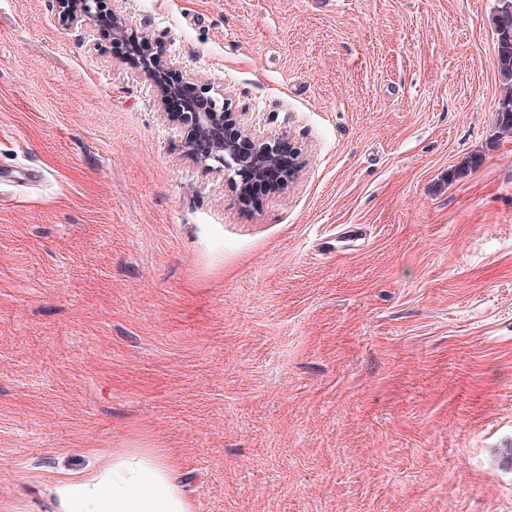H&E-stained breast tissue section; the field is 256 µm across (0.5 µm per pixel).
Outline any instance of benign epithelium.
Instances as JSON below:
<instances>
[{
    "label": "benign epithelium",
    "mask_w": 512,
    "mask_h": 512,
    "mask_svg": "<svg viewBox=\"0 0 512 512\" xmlns=\"http://www.w3.org/2000/svg\"><path fill=\"white\" fill-rule=\"evenodd\" d=\"M59 20L66 26H80L95 33L106 23L113 42L121 47L133 43L137 50L126 60L156 92L159 109L187 132L185 152L195 161L224 172L236 190L239 205L254 200L252 187L269 184V192H285L301 171V162L283 167L280 148L287 135L260 136L242 121V113L229 102H219L209 90L186 94L191 82L180 65L168 57L161 42L107 8V0H55Z\"/></svg>",
    "instance_id": "benign-epithelium-1"
}]
</instances>
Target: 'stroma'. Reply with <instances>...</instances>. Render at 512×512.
Returning <instances> with one entry per match:
<instances>
[{
  "instance_id": "stroma-1",
  "label": "stroma",
  "mask_w": 512,
  "mask_h": 512,
  "mask_svg": "<svg viewBox=\"0 0 512 512\" xmlns=\"http://www.w3.org/2000/svg\"><path fill=\"white\" fill-rule=\"evenodd\" d=\"M496 4L112 0L300 148L244 211L111 35L0 0V512L124 448L194 512H512Z\"/></svg>"
}]
</instances>
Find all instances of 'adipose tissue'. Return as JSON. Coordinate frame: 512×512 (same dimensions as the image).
I'll list each match as a JSON object with an SVG mask.
<instances>
[{
	"label": "adipose tissue",
	"mask_w": 512,
	"mask_h": 512,
	"mask_svg": "<svg viewBox=\"0 0 512 512\" xmlns=\"http://www.w3.org/2000/svg\"><path fill=\"white\" fill-rule=\"evenodd\" d=\"M56 512H193L168 457L128 448L51 487Z\"/></svg>",
	"instance_id": "1"
}]
</instances>
